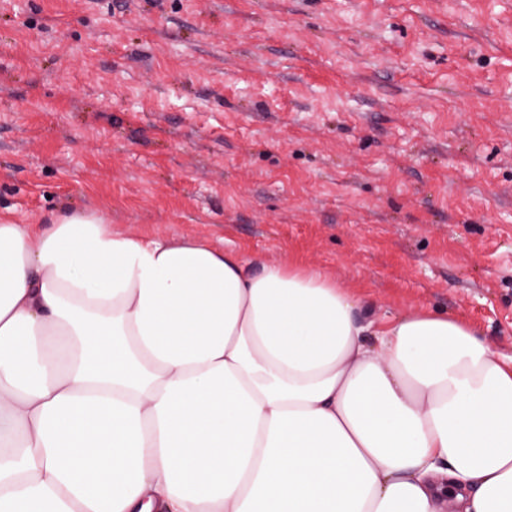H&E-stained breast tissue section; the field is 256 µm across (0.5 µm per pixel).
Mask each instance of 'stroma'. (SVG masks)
<instances>
[{
	"label": "stroma",
	"instance_id": "1",
	"mask_svg": "<svg viewBox=\"0 0 512 512\" xmlns=\"http://www.w3.org/2000/svg\"><path fill=\"white\" fill-rule=\"evenodd\" d=\"M322 269L512 355V0H0V213Z\"/></svg>",
	"mask_w": 512,
	"mask_h": 512
}]
</instances>
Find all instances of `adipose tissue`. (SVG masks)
<instances>
[{"mask_svg":"<svg viewBox=\"0 0 512 512\" xmlns=\"http://www.w3.org/2000/svg\"><path fill=\"white\" fill-rule=\"evenodd\" d=\"M319 270L0 220V512H512V356Z\"/></svg>","mask_w":512,"mask_h":512,"instance_id":"1","label":"adipose tissue"}]
</instances>
